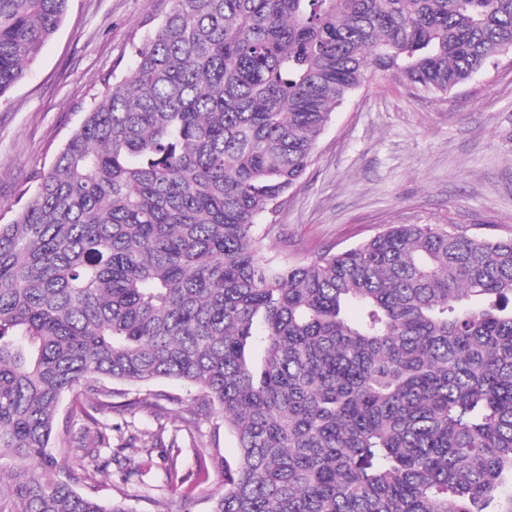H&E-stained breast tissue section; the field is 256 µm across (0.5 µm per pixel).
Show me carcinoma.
Returning a JSON list of instances; mask_svg holds the SVG:
<instances>
[{"label":"carcinoma","mask_w":512,"mask_h":512,"mask_svg":"<svg viewBox=\"0 0 512 512\" xmlns=\"http://www.w3.org/2000/svg\"><path fill=\"white\" fill-rule=\"evenodd\" d=\"M68 2L0 0V97ZM158 11L0 224V512H130L94 495L112 425L59 407L161 379L237 439L210 512H512V237L391 224L277 266L256 236L368 76L448 94L512 56V0ZM91 402V397L85 393L77 391L66 393L63 396L60 404V418H65V416L68 415L69 413L77 411L78 414L72 418V421H74L75 429H78L83 423L79 411L82 408H87L91 412H93V410L90 408Z\"/></svg>","instance_id":"obj_1"}]
</instances>
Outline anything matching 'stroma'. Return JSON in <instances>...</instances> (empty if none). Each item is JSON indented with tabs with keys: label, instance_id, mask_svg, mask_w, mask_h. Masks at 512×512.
Segmentation results:
<instances>
[{
	"label": "stroma",
	"instance_id": "35a3bbf8",
	"mask_svg": "<svg viewBox=\"0 0 512 512\" xmlns=\"http://www.w3.org/2000/svg\"><path fill=\"white\" fill-rule=\"evenodd\" d=\"M155 0H70L67 15L25 77L0 97V224L11 220L35 190L33 176L49 165L100 96L114 68L129 69L132 46L148 32ZM457 224L476 234L512 236V58L476 74L443 97H420L401 81L370 78L336 108L313 165L262 241L277 264L309 261L326 248L344 250L388 225ZM172 396L162 420L112 410L109 423L164 425L162 443L144 458L138 449L106 470L98 497L123 499L131 512H180L184 496L194 512H210L224 487L216 468L200 471L195 447L230 459L236 440L217 413L172 380L151 384ZM181 448L185 482L165 487L170 442ZM148 463L147 488L121 485L120 468Z\"/></svg>",
	"mask_w": 512,
	"mask_h": 512
}]
</instances>
